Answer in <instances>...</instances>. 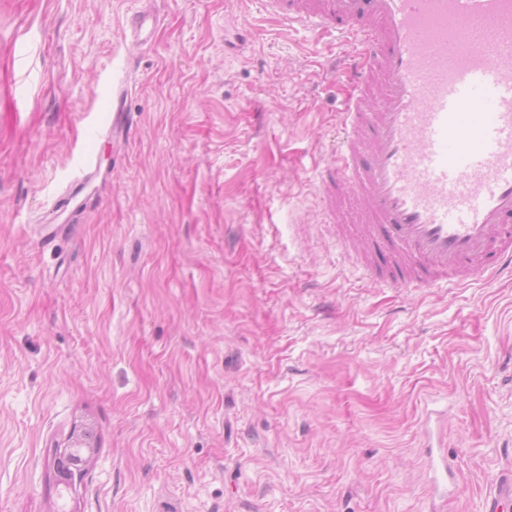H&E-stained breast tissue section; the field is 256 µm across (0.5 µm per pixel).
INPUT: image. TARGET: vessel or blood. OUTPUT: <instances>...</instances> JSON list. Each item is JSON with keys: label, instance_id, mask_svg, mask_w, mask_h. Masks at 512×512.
I'll return each mask as SVG.
<instances>
[{"label": "vessel or blood", "instance_id": "obj_1", "mask_svg": "<svg viewBox=\"0 0 512 512\" xmlns=\"http://www.w3.org/2000/svg\"><path fill=\"white\" fill-rule=\"evenodd\" d=\"M351 45L328 214L365 199L372 273L395 288L512 278V0H261Z\"/></svg>", "mask_w": 512, "mask_h": 512}]
</instances>
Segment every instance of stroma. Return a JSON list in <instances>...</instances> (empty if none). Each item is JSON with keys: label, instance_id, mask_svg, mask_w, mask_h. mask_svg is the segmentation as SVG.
<instances>
[{"label": "stroma", "instance_id": "1", "mask_svg": "<svg viewBox=\"0 0 512 512\" xmlns=\"http://www.w3.org/2000/svg\"><path fill=\"white\" fill-rule=\"evenodd\" d=\"M335 48L250 0H0V512H483L512 474V281L369 279L315 190ZM68 441V445L57 449L56 455L53 459V469L55 470V473L61 482H68L72 479L73 471L71 470V461L68 454V448H86L81 462V465L84 467L85 471L93 463L94 456L96 454V449L94 446L91 444L82 443L79 439L73 438V435L70 436ZM81 444L84 446H73Z\"/></svg>", "mask_w": 512, "mask_h": 512}]
</instances>
